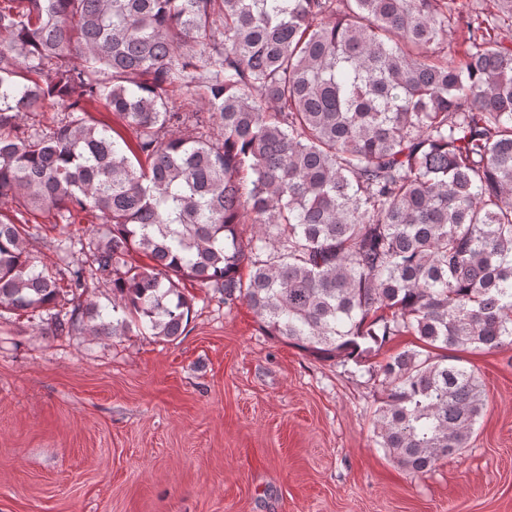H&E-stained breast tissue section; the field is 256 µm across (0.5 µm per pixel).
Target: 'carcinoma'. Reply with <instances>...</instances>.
Listing matches in <instances>:
<instances>
[{"label":"carcinoma","instance_id":"1","mask_svg":"<svg viewBox=\"0 0 512 512\" xmlns=\"http://www.w3.org/2000/svg\"><path fill=\"white\" fill-rule=\"evenodd\" d=\"M6 2L0 197L108 231L59 241L52 272L0 211V312L174 340L191 280L378 382L374 445L400 468L468 447L484 385L434 349L512 347V0L480 20L458 0ZM47 100L56 127L19 133ZM102 286L110 321L88 300ZM401 336L418 344L377 360Z\"/></svg>","mask_w":512,"mask_h":512}]
</instances>
